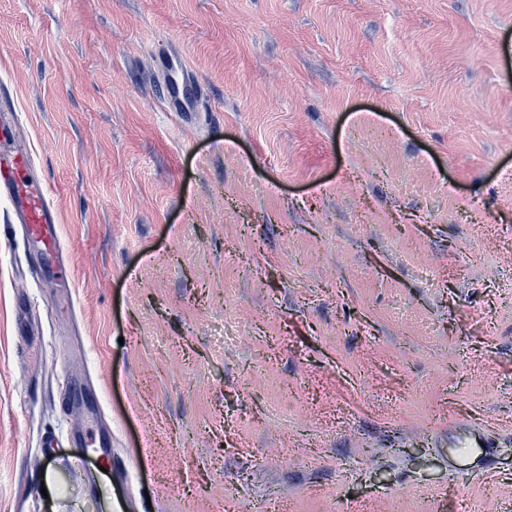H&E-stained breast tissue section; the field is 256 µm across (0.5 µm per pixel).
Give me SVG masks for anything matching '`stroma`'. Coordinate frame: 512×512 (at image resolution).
Instances as JSON below:
<instances>
[{"label": "stroma", "mask_w": 512, "mask_h": 512, "mask_svg": "<svg viewBox=\"0 0 512 512\" xmlns=\"http://www.w3.org/2000/svg\"><path fill=\"white\" fill-rule=\"evenodd\" d=\"M510 36L512 0H0V160L66 269L0 198V512H512ZM202 94L201 85H195L194 91L182 94L179 96L177 81L172 83V88L168 90L167 96L163 98L169 112H175V115L180 117L185 112H196L197 102L199 96ZM32 172L28 153L15 155L10 167L0 165V194L9 203L19 224L32 240L42 245L43 259L50 265L59 252L58 223L54 208L50 205V188L34 184L27 177ZM476 427H481L475 424H460L454 426L448 431V443L454 446L461 444V448H484L485 459L490 454V448H493L491 442L483 434L480 440L477 438H468L474 431H478ZM479 432V431H478Z\"/></svg>", "instance_id": "stroma-1"}]
</instances>
